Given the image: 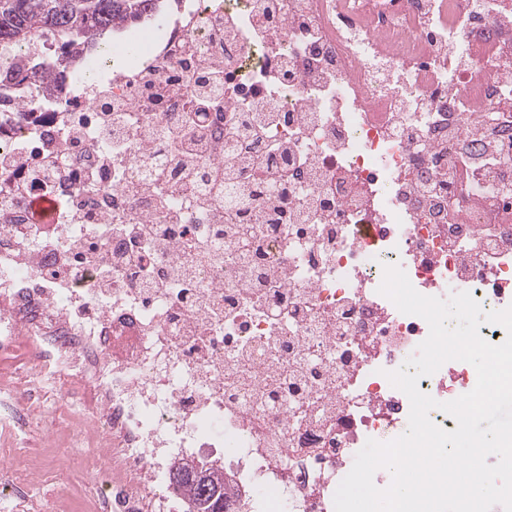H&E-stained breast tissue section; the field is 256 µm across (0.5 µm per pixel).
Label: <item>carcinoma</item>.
<instances>
[{
  "instance_id": "obj_1",
  "label": "carcinoma",
  "mask_w": 512,
  "mask_h": 512,
  "mask_svg": "<svg viewBox=\"0 0 512 512\" xmlns=\"http://www.w3.org/2000/svg\"><path fill=\"white\" fill-rule=\"evenodd\" d=\"M161 0H0V83L9 79L8 91L0 86V99L14 97L35 106L45 88L21 78L13 65L17 52L26 49V67L48 75L82 68L83 59L98 54L107 35L122 32L148 20V13L162 12ZM180 466L203 475L175 484L191 507L189 512H223L227 503L237 504L238 493L224 481V469L208 463L185 461Z\"/></svg>"
}]
</instances>
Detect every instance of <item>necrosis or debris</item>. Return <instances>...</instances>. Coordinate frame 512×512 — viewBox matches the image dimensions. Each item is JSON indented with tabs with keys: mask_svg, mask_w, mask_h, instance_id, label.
<instances>
[{
	"mask_svg": "<svg viewBox=\"0 0 512 512\" xmlns=\"http://www.w3.org/2000/svg\"><path fill=\"white\" fill-rule=\"evenodd\" d=\"M508 11L180 0L141 60L0 111V445L22 455L52 409L44 428L100 475L82 512H181L186 460L279 512H335L366 441L406 431L386 374L429 334L379 293L385 267L512 305ZM36 196L65 213L35 222ZM476 382L453 360L418 388L448 402Z\"/></svg>",
	"mask_w": 512,
	"mask_h": 512,
	"instance_id": "4bbe7bcc",
	"label": "necrosis or debris"
}]
</instances>
